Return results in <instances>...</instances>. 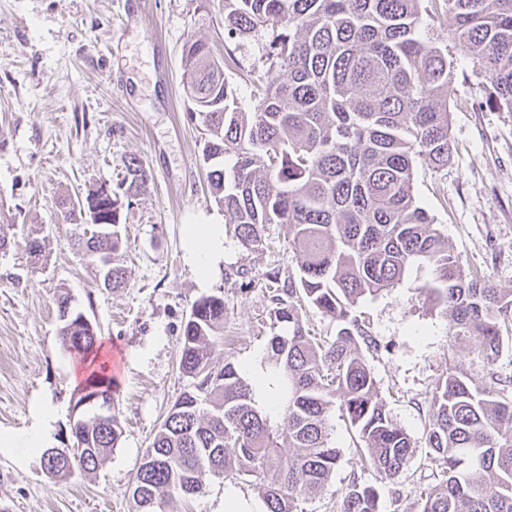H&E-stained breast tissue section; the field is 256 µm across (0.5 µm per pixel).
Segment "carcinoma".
<instances>
[{
	"label": "carcinoma",
	"instance_id": "1",
	"mask_svg": "<svg viewBox=\"0 0 512 512\" xmlns=\"http://www.w3.org/2000/svg\"><path fill=\"white\" fill-rule=\"evenodd\" d=\"M451 20L450 35L480 70L488 101L512 112V0H224V37L268 36L245 110L209 42L182 47L183 91L203 127V160L224 228L249 250L264 247L268 224L288 226L297 268L267 274L270 318L285 327L270 337L262 368L276 409L255 399L252 382L231 358L211 366L228 307L224 297L194 300L182 327L180 372L189 389L169 408L138 467L136 512H182L211 476L258 481L264 512H303L339 464L328 413L333 400L364 445L359 471L336 492V512H380L376 489L361 480L390 479L413 454L407 432L390 418L368 356L378 345L354 314L365 296L396 286L412 265L421 290L451 318L455 336L474 342L483 380L451 366L431 392L427 447L435 484L403 512H512V367L500 353L512 330V289L484 270H464L414 193L422 159L441 170L450 159L448 46L421 29L422 12ZM235 159L231 169L224 157ZM128 189L143 193L150 175L137 156L125 163ZM112 197V233L86 227L75 245L100 267L103 286L129 279L117 262L122 202L103 181L58 201L62 221L92 217ZM61 293L56 301L64 351L96 357V326L81 320ZM316 308L336 323L326 341L300 316ZM112 395L106 368L77 390ZM77 457L54 462L56 478L93 471L123 434L121 419L81 416Z\"/></svg>",
	"mask_w": 512,
	"mask_h": 512
}]
</instances>
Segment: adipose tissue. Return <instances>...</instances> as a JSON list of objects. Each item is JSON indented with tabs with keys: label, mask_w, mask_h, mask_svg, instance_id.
Returning a JSON list of instances; mask_svg holds the SVG:
<instances>
[{
	"label": "adipose tissue",
	"mask_w": 512,
	"mask_h": 512,
	"mask_svg": "<svg viewBox=\"0 0 512 512\" xmlns=\"http://www.w3.org/2000/svg\"><path fill=\"white\" fill-rule=\"evenodd\" d=\"M183 260L191 269L198 287H209L224 266V227L220 224H188L184 227ZM50 410H38L31 427L0 432L4 448H43L52 430Z\"/></svg>",
	"instance_id": "1"
}]
</instances>
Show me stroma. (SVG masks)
Masks as SVG:
<instances>
[{
    "mask_svg": "<svg viewBox=\"0 0 512 512\" xmlns=\"http://www.w3.org/2000/svg\"><path fill=\"white\" fill-rule=\"evenodd\" d=\"M191 35L206 39L216 55L231 54L225 73L251 108L243 78L258 64L266 36L258 31L225 43L224 0H0V221L15 226L10 246L0 250V430L29 427L45 406L54 414L51 446L66 445L84 368L60 348L55 300L64 291L98 328L103 351H121L113 389L123 421L104 463L67 479L47 474L43 449L0 447V512H134L142 456L188 385L179 371L180 336L194 300L210 293L228 305L214 368L228 352L237 364L261 363L269 338L281 331L269 318L265 283L272 268L296 266L286 225L267 226L260 252L227 236L224 268L209 289L197 287L183 262L184 225L225 221L211 201L200 130L182 96V45ZM448 54L455 64L448 88L452 157L439 171L418 161L416 196L464 267L488 271L507 290L512 112L489 104L488 86L460 46L449 45ZM133 155L144 160L152 183L120 212L122 260L131 276L113 290L74 249L81 228L60 222L57 201L102 180L119 183ZM35 232L45 239L37 259L26 249ZM419 284L408 271L395 288L356 307L380 345L371 368L387 412L414 444L398 476L377 483L363 474L379 494L380 512H402L434 481L426 392L453 363L483 376L471 341L455 340L452 320ZM329 425L340 463L304 512H332L337 489L358 466L338 408H331ZM228 491L262 502L259 484L213 476L188 512H224Z\"/></svg>",
    "mask_w": 512,
    "mask_h": 512,
    "instance_id": "1",
    "label": "stroma"
}]
</instances>
